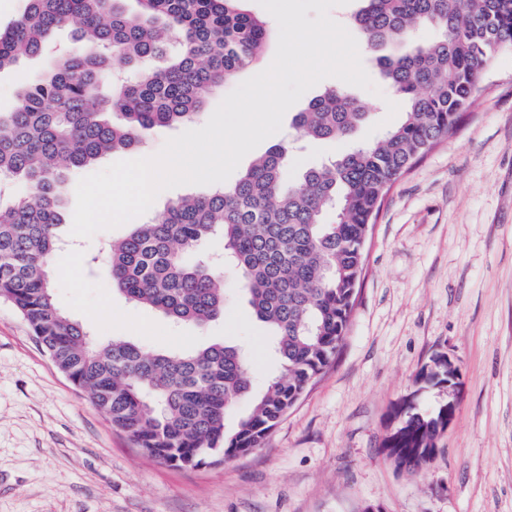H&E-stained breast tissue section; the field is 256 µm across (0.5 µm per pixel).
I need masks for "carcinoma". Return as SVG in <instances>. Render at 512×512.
<instances>
[{"label": "carcinoma", "mask_w": 512, "mask_h": 512, "mask_svg": "<svg viewBox=\"0 0 512 512\" xmlns=\"http://www.w3.org/2000/svg\"><path fill=\"white\" fill-rule=\"evenodd\" d=\"M119 2L28 0L0 32V71L44 54L58 29L74 28L76 43L22 84L12 111L0 112V298L114 428L153 458L200 467L260 447L333 363L365 265L361 243L391 185L456 133L493 53L512 47V0H362L351 22L406 103L400 124L289 186L288 144L276 143L234 184L180 197L160 218L108 244L112 283L129 302L175 325L205 326L224 315L223 277L187 255L222 232L224 258L239 271L280 362L259 390L235 345L100 343L56 304L50 262L65 245L59 227L70 174L136 149L143 129L191 122L214 88L253 64L268 34L243 0H138L134 15ZM418 25L439 38L399 50ZM367 118L336 87L295 113L292 126L309 140H339ZM447 366L448 355L436 354L419 380L444 383ZM243 399L248 409L229 431L226 412ZM447 428L446 407L399 409L383 452L400 467L422 466Z\"/></svg>", "instance_id": "obj_1"}]
</instances>
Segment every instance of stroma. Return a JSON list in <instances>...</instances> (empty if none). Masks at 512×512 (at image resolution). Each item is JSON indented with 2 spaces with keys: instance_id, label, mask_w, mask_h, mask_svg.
Segmentation results:
<instances>
[{
  "instance_id": "stroma-1",
  "label": "stroma",
  "mask_w": 512,
  "mask_h": 512,
  "mask_svg": "<svg viewBox=\"0 0 512 512\" xmlns=\"http://www.w3.org/2000/svg\"><path fill=\"white\" fill-rule=\"evenodd\" d=\"M375 92L350 139L300 142L287 176L374 141L403 119L401 98L362 54ZM48 57L0 72V112ZM458 131L389 191L365 247V276L335 363L260 448L218 465L153 459L57 370L11 303L0 300V512H512V51L494 53ZM129 225L74 238L53 257L57 304L102 340L175 348L225 340L256 355L263 385L278 364L235 269L223 318L173 327L113 287L86 255ZM460 367L455 419L415 473L381 451L406 399L431 408L447 387L417 377L432 356Z\"/></svg>"
}]
</instances>
